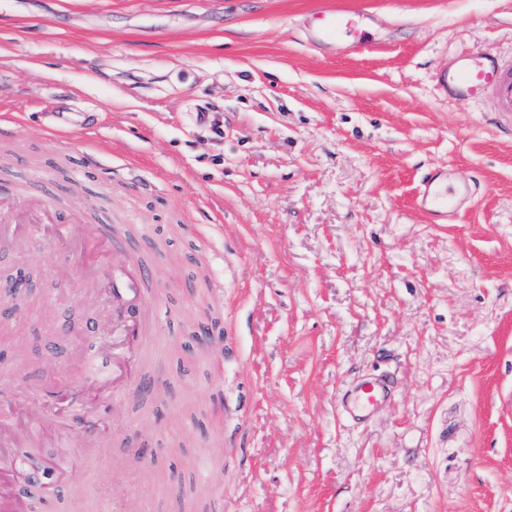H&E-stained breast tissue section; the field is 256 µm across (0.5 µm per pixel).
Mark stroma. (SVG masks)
Returning a JSON list of instances; mask_svg holds the SVG:
<instances>
[{
	"instance_id": "1",
	"label": "stroma",
	"mask_w": 512,
	"mask_h": 512,
	"mask_svg": "<svg viewBox=\"0 0 512 512\" xmlns=\"http://www.w3.org/2000/svg\"><path fill=\"white\" fill-rule=\"evenodd\" d=\"M323 2L0 0V195L70 198L87 241L150 235L157 328L111 403L120 286L88 302L66 241L0 245L31 277L0 427L34 429L1 469L46 463L85 512H512V129L437 85L512 58V0H350L376 43L352 56L307 44ZM438 170L477 184L453 224L413 207ZM371 373L395 392L360 424L338 400Z\"/></svg>"
}]
</instances>
